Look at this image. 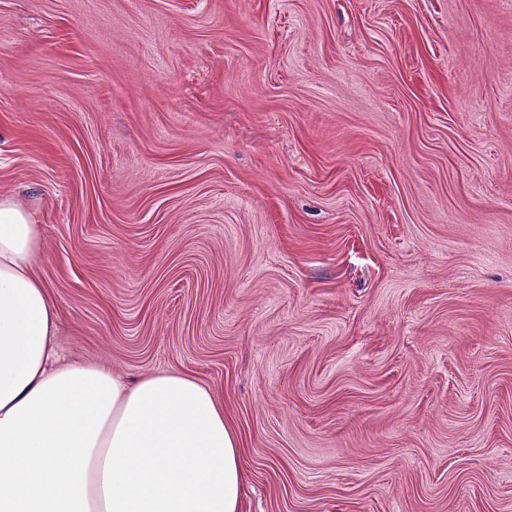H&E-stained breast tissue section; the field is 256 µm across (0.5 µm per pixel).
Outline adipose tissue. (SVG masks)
<instances>
[{"mask_svg":"<svg viewBox=\"0 0 512 512\" xmlns=\"http://www.w3.org/2000/svg\"><path fill=\"white\" fill-rule=\"evenodd\" d=\"M43 247L0 195V512H242L243 440L217 392L65 361Z\"/></svg>","mask_w":512,"mask_h":512,"instance_id":"adipose-tissue-1","label":"adipose tissue"}]
</instances>
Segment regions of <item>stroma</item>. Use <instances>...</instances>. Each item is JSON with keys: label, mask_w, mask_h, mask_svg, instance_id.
Returning <instances> with one entry per match:
<instances>
[{"label": "stroma", "mask_w": 512, "mask_h": 512, "mask_svg": "<svg viewBox=\"0 0 512 512\" xmlns=\"http://www.w3.org/2000/svg\"><path fill=\"white\" fill-rule=\"evenodd\" d=\"M0 194L243 512H512V0H0Z\"/></svg>", "instance_id": "obj_1"}]
</instances>
